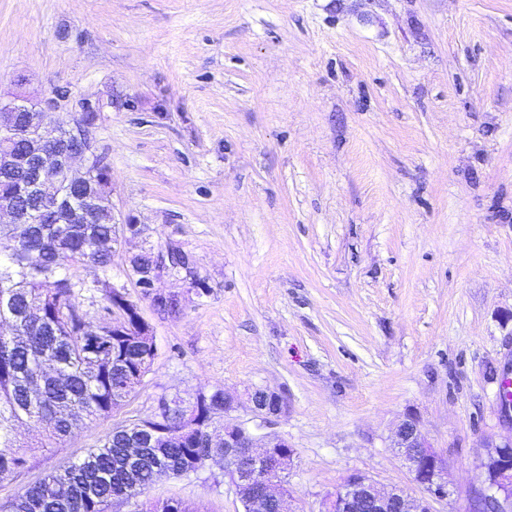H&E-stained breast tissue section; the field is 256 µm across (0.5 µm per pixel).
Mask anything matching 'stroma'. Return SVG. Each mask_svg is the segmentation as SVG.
I'll list each match as a JSON object with an SVG mask.
<instances>
[{
	"mask_svg": "<svg viewBox=\"0 0 512 512\" xmlns=\"http://www.w3.org/2000/svg\"><path fill=\"white\" fill-rule=\"evenodd\" d=\"M17 92L64 125L96 104L112 206L144 229L105 278L156 355L64 443L20 426L0 504L161 397L271 389L282 417L237 416L294 448L301 512L354 472L420 495L390 446L409 413L448 460L435 512H477L512 439V0H0V99ZM169 243L198 278L157 282L175 315L126 275ZM143 499L242 512L215 462Z\"/></svg>",
	"mask_w": 512,
	"mask_h": 512,
	"instance_id": "stroma-1",
	"label": "stroma"
}]
</instances>
